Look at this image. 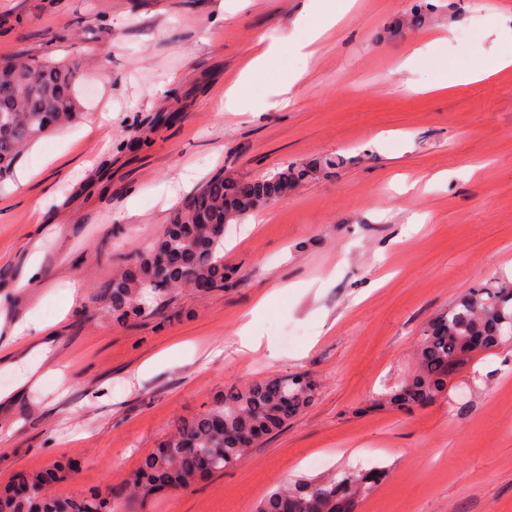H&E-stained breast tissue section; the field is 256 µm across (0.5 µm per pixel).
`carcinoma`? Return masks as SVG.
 Listing matches in <instances>:
<instances>
[{
  "label": "carcinoma",
  "mask_w": 512,
  "mask_h": 512,
  "mask_svg": "<svg viewBox=\"0 0 512 512\" xmlns=\"http://www.w3.org/2000/svg\"><path fill=\"white\" fill-rule=\"evenodd\" d=\"M81 71L76 61L0 57V179L9 176L30 143L82 118L74 91ZM343 164V157L330 156L315 164H289L261 179L211 178L172 214L153 245L128 258L112 277L104 290L112 319L124 323L146 314V295L160 305L186 288L200 293L202 285L224 287V225L242 220L264 199L278 200L280 183L298 185ZM163 252L178 255L179 267L157 264ZM472 336L484 337L489 350L512 339V281L480 285L437 316L424 331L416 373L379 395L375 407L409 411L436 401L449 374L467 361ZM313 394L304 374L229 391L207 410L179 421L124 483L79 495L56 493L52 485L67 480L78 463L55 461L44 471L20 477L29 486L25 494L15 493L12 483L1 487L0 512H134L138 504L191 490L240 464L250 446L282 428L310 404ZM376 472L382 469L296 480L271 491L256 512H342L341 499H362L374 489L369 479Z\"/></svg>",
  "instance_id": "obj_1"
}]
</instances>
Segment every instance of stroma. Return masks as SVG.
Instances as JSON below:
<instances>
[{
  "mask_svg": "<svg viewBox=\"0 0 512 512\" xmlns=\"http://www.w3.org/2000/svg\"><path fill=\"white\" fill-rule=\"evenodd\" d=\"M308 4L0 0V57L82 61L84 112L0 184V312L30 339L0 332V485L69 460L78 468L59 491L120 482L181 419L300 373L311 405L239 465L145 512H255L277 486L352 469L353 450L387 472L356 512H512V346L460 365L428 406H374L413 373L434 317L512 279V68L430 88L493 56L477 29L511 27L512 0H356L315 44L288 107L225 111L257 45L287 47L297 20L317 23ZM416 8L425 23L405 25ZM107 105L112 121L96 129ZM165 112L176 122L157 124ZM336 154L342 167L257 208L254 229L226 225L224 289L177 294L175 319L121 325L91 302L211 177ZM36 251L45 277L20 287ZM249 312L254 350L237 334Z\"/></svg>",
  "mask_w": 512,
  "mask_h": 512,
  "instance_id": "1",
  "label": "stroma"
}]
</instances>
